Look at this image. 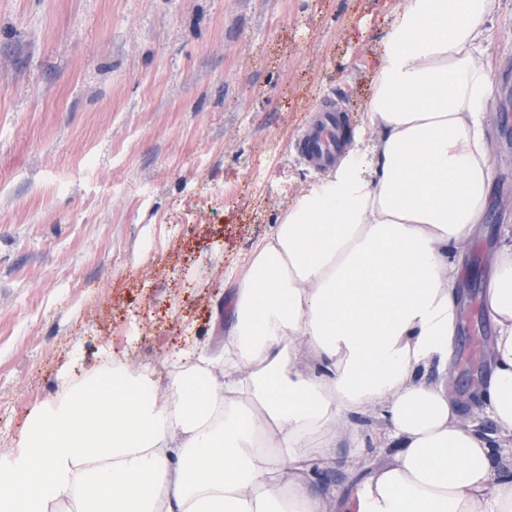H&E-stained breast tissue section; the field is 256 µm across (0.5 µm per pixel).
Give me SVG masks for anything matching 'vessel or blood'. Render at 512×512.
<instances>
[{
	"label": "vessel or blood",
	"instance_id": "obj_1",
	"mask_svg": "<svg viewBox=\"0 0 512 512\" xmlns=\"http://www.w3.org/2000/svg\"><path fill=\"white\" fill-rule=\"evenodd\" d=\"M349 116L340 100L327 97L308 113V120L293 141L296 158L318 170L338 163L348 145Z\"/></svg>",
	"mask_w": 512,
	"mask_h": 512
}]
</instances>
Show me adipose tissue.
Returning a JSON list of instances; mask_svg holds the SVG:
<instances>
[{
    "label": "adipose tissue",
    "instance_id": "1",
    "mask_svg": "<svg viewBox=\"0 0 512 512\" xmlns=\"http://www.w3.org/2000/svg\"><path fill=\"white\" fill-rule=\"evenodd\" d=\"M495 0H402L371 138L303 193L237 281L224 350L66 377L0 457V512H512V224L481 295L493 328L452 378L459 281L490 204ZM376 420L367 463L358 424ZM348 485L323 484L339 458Z\"/></svg>",
    "mask_w": 512,
    "mask_h": 512
}]
</instances>
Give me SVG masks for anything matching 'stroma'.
Listing matches in <instances>:
<instances>
[{"label": "stroma", "mask_w": 512, "mask_h": 512, "mask_svg": "<svg viewBox=\"0 0 512 512\" xmlns=\"http://www.w3.org/2000/svg\"><path fill=\"white\" fill-rule=\"evenodd\" d=\"M400 0H0V456L63 378L113 356L172 372L224 347L231 293L324 177L289 144L342 99L351 151ZM492 153L512 151V0L488 23ZM512 170L464 261L460 385Z\"/></svg>", "instance_id": "obj_1"}]
</instances>
